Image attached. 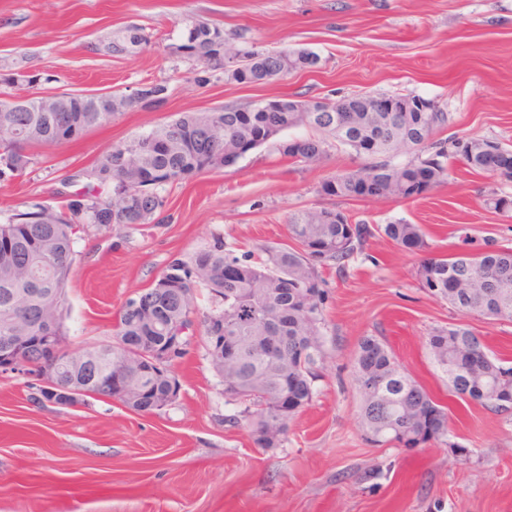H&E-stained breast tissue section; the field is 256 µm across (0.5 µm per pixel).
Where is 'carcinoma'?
<instances>
[{
	"label": "carcinoma",
	"mask_w": 512,
	"mask_h": 512,
	"mask_svg": "<svg viewBox=\"0 0 512 512\" xmlns=\"http://www.w3.org/2000/svg\"><path fill=\"white\" fill-rule=\"evenodd\" d=\"M148 43L142 29L124 26L107 31L88 50L111 57L139 53ZM174 54L210 66L243 87L267 83L273 70L289 72L318 68L319 56L308 50L269 52L254 47L237 52L234 65L224 67V28L207 20L188 26ZM0 81H22L33 88L41 74L25 60ZM167 87L148 84L136 98L114 93L81 94L68 99L62 112L55 102L29 93L15 96L14 112L0 110V184L11 183L34 164L33 145L71 143L134 106L152 107L165 99ZM418 99V96L411 97ZM407 96H389L395 111L378 112L371 100L357 112H265L264 101L240 108L225 106L209 112H184L148 132L112 144L92 163L67 175L56 191L60 204L48 207L31 200L25 210L0 220V351L32 363L26 373L51 380L31 401L43 404L66 391L69 407L110 398L113 371H124L143 399L131 410L148 408L150 399L165 393L166 380L129 363L149 344L166 348L182 337L166 371L187 354L190 329L197 314L195 298L205 289L211 309L202 315L207 328L224 320V353L205 350L224 386L228 405L241 407L229 422H246L254 445L277 448L288 425L315 395L318 367L325 359L323 329L326 282L319 268L327 263L343 272L347 262L365 253L370 239L381 236L419 257L416 279L427 294L445 301L463 316L512 322V247L457 227V250L446 257L431 255V244L419 224H365L346 212L321 208L294 214L288 224L292 244L262 245L260 255L238 257L224 249V239L189 256L172 257L166 277H158L138 299H129L112 326L114 345L94 350L72 347L66 340L69 301L65 291L75 259V236L88 226L130 228L162 223L167 188L224 168V150L241 154L299 126L311 134L280 143V152L294 160L314 162L331 142L348 146L372 162L325 180L327 197L408 199L422 195L448 176V163L460 160L468 171L491 168L512 177V148L484 139L436 140L448 124V113L402 112ZM418 146L417 159L402 167L387 160L401 145ZM82 184L84 192L71 187ZM42 336L57 337L55 347L37 345ZM431 361L448 396L491 409L512 405V367L490 351L470 325L450 322L428 336ZM359 395L358 415L365 440L374 446L415 448L448 439V407L436 401L398 360L382 336L358 342L351 367ZM299 401L279 405L280 393Z\"/></svg>",
	"instance_id": "obj_1"
}]
</instances>
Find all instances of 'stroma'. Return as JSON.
Returning a JSON list of instances; mask_svg holds the SVG:
<instances>
[{
    "label": "stroma",
    "instance_id": "stroma-1",
    "mask_svg": "<svg viewBox=\"0 0 512 512\" xmlns=\"http://www.w3.org/2000/svg\"><path fill=\"white\" fill-rule=\"evenodd\" d=\"M224 28L228 53L306 48L316 71H293L259 88L171 52L193 21ZM138 26L150 42L135 56L105 57L89 42ZM51 75L47 88L83 94L162 83L168 97L133 108L67 146L32 147L28 175L0 184V217L36 197L54 205L61 179L112 144L179 112L244 106L256 98L340 100L356 94L419 95L448 114L439 139L485 138L512 146V0H0V74L17 58ZM348 147L294 161L277 140L223 170L169 188L168 220L89 229L66 283L70 343L106 339L125 302L173 255L221 236L235 253L288 241L297 212L335 207L368 224L405 222L449 254L456 225L512 246V217L486 206L512 196V180L452 165L427 193L399 200L329 199L321 183L366 164ZM416 256L376 237L345 272L324 266L325 350L309 407L278 448L256 447L228 422L238 406L205 358L201 340L175 366L179 399L154 413L115 400L80 409L39 406L31 377L0 371V512H512V408L448 397L427 350L433 328L455 319L421 290ZM388 339L400 362L448 403V443L377 448L364 439L351 361L367 335Z\"/></svg>",
    "mask_w": 512,
    "mask_h": 512
}]
</instances>
